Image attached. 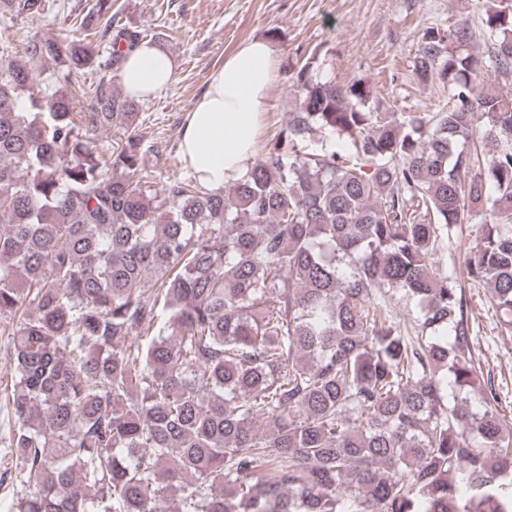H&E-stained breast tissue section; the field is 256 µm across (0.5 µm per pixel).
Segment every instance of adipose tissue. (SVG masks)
<instances>
[{"label":"adipose tissue","mask_w":512,"mask_h":512,"mask_svg":"<svg viewBox=\"0 0 512 512\" xmlns=\"http://www.w3.org/2000/svg\"><path fill=\"white\" fill-rule=\"evenodd\" d=\"M175 64L161 46L145 41L125 55L121 84L126 95L147 99L167 88ZM277 76L270 44L244 43L213 72L208 87L189 108L181 129L179 161L207 190L223 188L247 172Z\"/></svg>","instance_id":"adipose-tissue-1"}]
</instances>
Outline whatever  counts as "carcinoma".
<instances>
[{
	"label": "carcinoma",
	"mask_w": 512,
	"mask_h": 512,
	"mask_svg": "<svg viewBox=\"0 0 512 512\" xmlns=\"http://www.w3.org/2000/svg\"><path fill=\"white\" fill-rule=\"evenodd\" d=\"M113 6L95 0L81 38L19 53L0 34L10 512H512V418L466 293L487 289L512 334V97L492 79L512 77V7L482 0L489 69L468 19L425 29L414 75L447 110L397 121L312 59L243 179L152 192L138 101L112 80L141 38ZM52 7L0 0V21ZM318 131L343 146L310 148ZM474 215L448 273L438 254ZM471 235L465 237V242L461 246H458L455 244L454 240L448 241V248L445 251V254L442 258H444V262L448 264V268L452 266L453 263H458L459 256H462L465 251L468 250L469 247H473L476 244V240H478L480 231H479V225L478 224H472L471 228Z\"/></svg>",
	"instance_id": "cac0c4a2"
}]
</instances>
